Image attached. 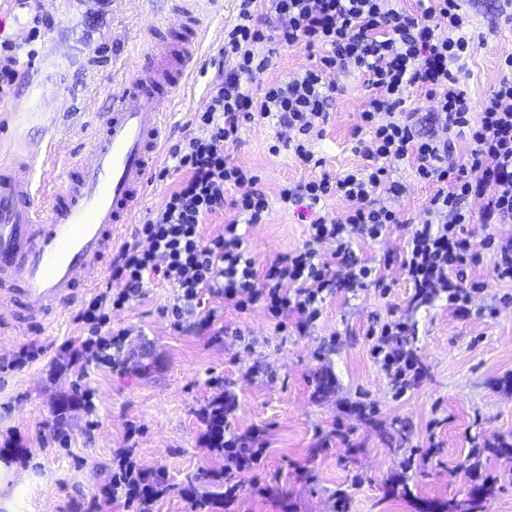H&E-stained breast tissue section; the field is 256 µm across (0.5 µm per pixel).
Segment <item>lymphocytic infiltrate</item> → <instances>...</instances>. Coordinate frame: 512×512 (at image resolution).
Masks as SVG:
<instances>
[{
  "label": "lymphocytic infiltrate",
  "instance_id": "lymphocytic-infiltrate-1",
  "mask_svg": "<svg viewBox=\"0 0 512 512\" xmlns=\"http://www.w3.org/2000/svg\"><path fill=\"white\" fill-rule=\"evenodd\" d=\"M257 2L241 0L234 23L224 30L222 53L229 66L219 69L205 110L195 113V134L167 147L174 166L161 168L158 175L163 178L174 170L181 180L140 218L131 239L113 257L104 287L74 316L88 328L76 351L86 363L108 368L119 364L126 332L111 328L110 315L157 280L177 291L165 309L175 329H183L206 296L217 295L241 312L263 304L283 336L305 333L320 313L325 291L336 284L388 293L384 278L356 258L349 240L355 234L379 239L399 223L395 210L377 202L382 192L401 191L388 179L393 161L413 162L417 179L436 187L427 202V219L413 226L400 257L415 300L429 303L443 296L455 312L468 313L479 286L468 283L467 271L485 250L495 254L498 280L512 282V237L499 239L491 233L473 246L469 219L461 209L463 200L475 197L482 201L483 223L512 219V80L500 81L481 111H474L453 71L472 45L465 0H433L418 16L384 10L385 0H266L278 19L274 25L263 20ZM262 44H302L320 48L321 55L302 74L272 82L255 94L245 89V82L272 64L271 55L259 52ZM349 66L365 75L372 90L361 113L370 137L357 145L367 164L334 177L323 171L322 159L308 144L322 136L334 99L336 87L328 83V73ZM414 88L433 102L435 119L466 136L462 157H455L449 140L419 135L415 114L406 106ZM254 121L275 122L283 131V145L300 165L319 171L280 188L282 209L303 205L316 216L300 248L262 268L244 250L239 227L264 223L270 202L258 187L259 176L235 163L229 153L243 125ZM230 185L241 187L242 193L228 201L224 191ZM335 196L349 203L344 217L329 220L317 214V207ZM227 209L232 216L223 230L205 236L206 220ZM326 241L336 244L327 258L319 252ZM408 330L406 322L395 319L369 331L374 358L402 391L421 376L415 356L396 345ZM202 416L209 424V452L224 459L214 476L224 481L219 505L226 510L238 499V474L260 465L264 451L246 453L235 440L224 439V424L211 408H204ZM165 492L131 449L117 453L105 487L108 499L121 498L136 505L137 512H153Z\"/></svg>",
  "mask_w": 512,
  "mask_h": 512
}]
</instances>
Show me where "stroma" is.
I'll list each match as a JSON object with an SVG mask.
<instances>
[{
	"mask_svg": "<svg viewBox=\"0 0 512 512\" xmlns=\"http://www.w3.org/2000/svg\"><path fill=\"white\" fill-rule=\"evenodd\" d=\"M239 6L198 0L205 39L194 87L169 120V142L204 109L224 27ZM169 8L170 0H0V36L13 40L19 72L0 100V160L55 135L60 160L41 177L63 187L109 111L111 93L151 48L152 29L166 28ZM468 9L477 37L458 77L477 109L504 78L502 59L512 56L505 26L512 0H469ZM319 55L301 46L276 49L250 87L291 78ZM332 80L339 92L311 148L339 177L366 163L353 130L371 91L351 69ZM276 133L266 123L248 124L230 149L235 162L260 171L272 199L284 182L310 176L287 151L271 153ZM389 178L404 187L400 196L383 197L400 224L375 241L355 237L352 248L393 279L391 294L331 289L305 334L278 335L262 305L242 314L216 296L206 307L222 335L193 321L174 330L162 309L176 292L160 283L111 317L128 333L120 364L83 369L61 349L82 335L76 304L36 321L11 311L0 362L30 343L41 350L25 367L0 372V445L9 439L14 446L0 461L15 463L29 481L19 512H135L100 494L121 448L167 486L158 512H197L198 497L223 489L211 476L219 462L206 449L201 410L226 395L234 407L225 435L253 437L266 450L260 470L240 474L233 512H416L418 500L462 496L489 475L497 482L487 512H512V452L499 449L512 443V283L496 278L488 254L472 272L484 288L469 315L443 298L412 302L397 261L433 189L407 162L392 163ZM305 235L296 213L275 207L265 223L248 228L244 246L266 264L302 246ZM390 318L408 323L401 345L423 368L402 393L372 359L366 335L373 321ZM237 329L244 342L235 340ZM397 420L410 429L400 444L386 437ZM403 483L411 497L396 493Z\"/></svg>",
	"mask_w": 512,
	"mask_h": 512,
	"instance_id": "stroma-1",
	"label": "stroma"
}]
</instances>
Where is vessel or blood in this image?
Here are the masks:
<instances>
[{
    "label": "vessel or blood",
    "instance_id": "1",
    "mask_svg": "<svg viewBox=\"0 0 512 512\" xmlns=\"http://www.w3.org/2000/svg\"><path fill=\"white\" fill-rule=\"evenodd\" d=\"M194 4L172 0L175 46L155 36L63 190L37 180L58 154L54 142L0 162L1 308L39 317L96 285L113 239L149 193L168 112L198 59L204 28Z\"/></svg>",
    "mask_w": 512,
    "mask_h": 512
}]
</instances>
